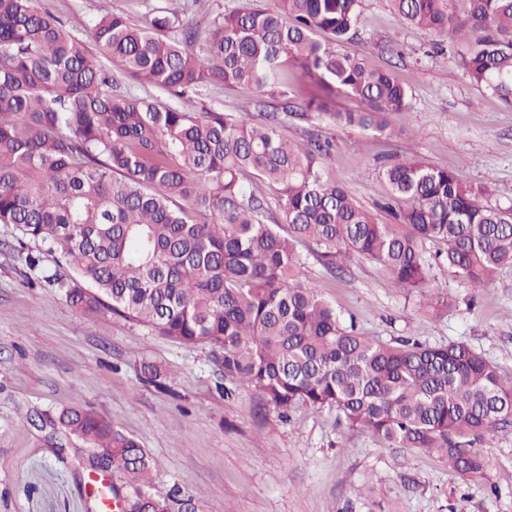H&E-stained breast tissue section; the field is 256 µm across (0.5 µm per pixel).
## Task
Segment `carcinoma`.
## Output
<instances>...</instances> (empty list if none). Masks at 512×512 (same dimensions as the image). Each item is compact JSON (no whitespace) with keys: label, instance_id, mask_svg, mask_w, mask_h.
Returning <instances> with one entry per match:
<instances>
[{"label":"carcinoma","instance_id":"carcinoma-1","mask_svg":"<svg viewBox=\"0 0 512 512\" xmlns=\"http://www.w3.org/2000/svg\"><path fill=\"white\" fill-rule=\"evenodd\" d=\"M398 20L469 43V80L512 105V0H392ZM360 0H270L214 17L204 58L179 12L145 24L112 14L86 50L36 0H0V224L17 240L58 253L42 271L84 314L102 310L182 345L222 352L224 380L259 392L285 416L299 405L336 411L350 432L436 455L479 479L475 441L512 425V377L463 342L384 343L345 323L301 276L298 246L333 263L352 254L422 289L419 244L476 289L512 264V206L480 202L456 173L417 159L381 169L390 194L379 221L352 193L323 179L332 134L301 143L288 119L384 132L409 91L390 72L341 50ZM182 28V38L172 36ZM183 103L201 87H251L252 112H188L152 95L113 89L103 60ZM302 70L316 86L296 112L288 89ZM343 95L359 110L335 112ZM267 186L274 202L257 190ZM60 424L131 486V512H175L154 490L151 457L91 411Z\"/></svg>","mask_w":512,"mask_h":512}]
</instances>
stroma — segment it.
Masks as SVG:
<instances>
[{"label":"stroma","mask_w":512,"mask_h":512,"mask_svg":"<svg viewBox=\"0 0 512 512\" xmlns=\"http://www.w3.org/2000/svg\"><path fill=\"white\" fill-rule=\"evenodd\" d=\"M40 4L91 49L103 16L122 12L142 24L168 0ZM465 48L400 24L390 0H361L343 49L392 71L409 105L383 133L336 128L328 179L371 210L389 193L382 165L413 157L491 186L484 204L512 205V107L466 77ZM252 98L246 88L211 86L188 109L239 112ZM299 250L305 277L367 335L463 342L512 376V266L477 292L432 263L431 287L445 300L435 310L375 262L356 255L331 269L314 244ZM38 276L0 225V512H95L88 453L58 422L70 407L137 438L151 453L155 488L199 500V512H512V427L477 441L489 467L471 481L433 455L347 434L335 410L301 406L284 418L254 389L225 394L217 351L107 312L81 314ZM144 361L166 369L164 387L141 375Z\"/></svg>","instance_id":"35a3bbf8"}]
</instances>
